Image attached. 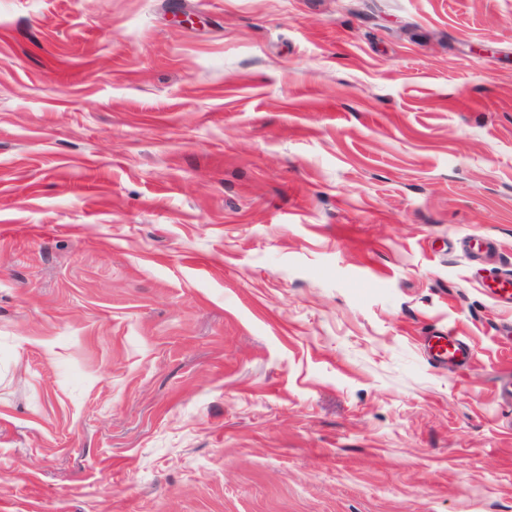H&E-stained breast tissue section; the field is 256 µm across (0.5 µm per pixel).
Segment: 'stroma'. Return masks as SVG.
Instances as JSON below:
<instances>
[{
    "label": "stroma",
    "instance_id": "1",
    "mask_svg": "<svg viewBox=\"0 0 512 512\" xmlns=\"http://www.w3.org/2000/svg\"><path fill=\"white\" fill-rule=\"evenodd\" d=\"M509 268L512 0H0V512H512ZM482 288L495 301L512 303V273L510 270L495 274L488 281H483ZM423 349L428 362L439 368H465L473 358V350L463 336L432 331L423 336Z\"/></svg>",
    "mask_w": 512,
    "mask_h": 512
}]
</instances>
